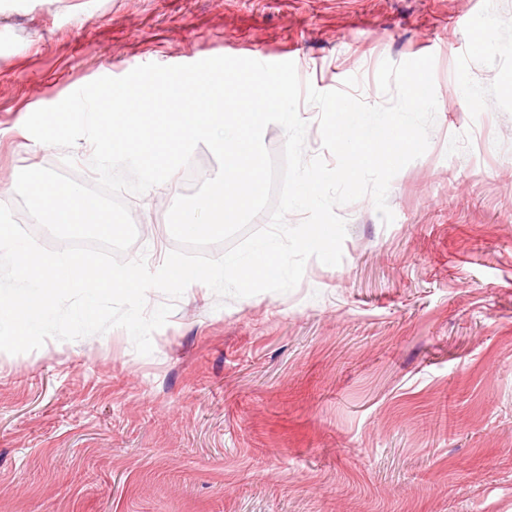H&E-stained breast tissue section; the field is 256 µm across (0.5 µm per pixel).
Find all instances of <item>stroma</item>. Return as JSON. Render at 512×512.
I'll use <instances>...</instances> for the list:
<instances>
[{
  "label": "stroma",
  "instance_id": "35a3bbf8",
  "mask_svg": "<svg viewBox=\"0 0 512 512\" xmlns=\"http://www.w3.org/2000/svg\"><path fill=\"white\" fill-rule=\"evenodd\" d=\"M256 52L370 104L382 60L434 55L393 222L338 207L341 263L287 293L193 284L152 354L114 328L0 357V512H512V0H0V202L63 167L30 111ZM185 191L134 197L127 258L164 263Z\"/></svg>",
  "mask_w": 512,
  "mask_h": 512
}]
</instances>
